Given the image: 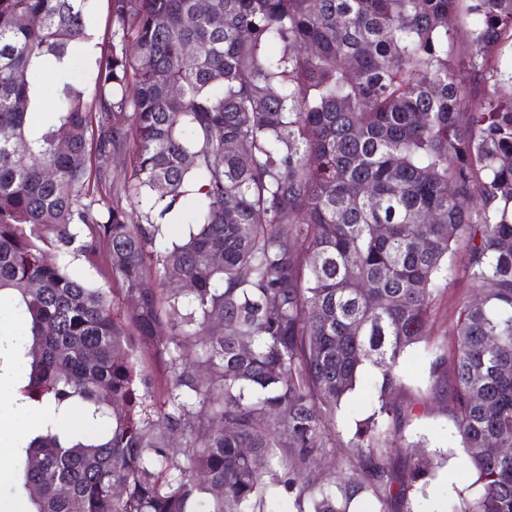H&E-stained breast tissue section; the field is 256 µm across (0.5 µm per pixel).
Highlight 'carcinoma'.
Returning <instances> with one entry per match:
<instances>
[{
    "label": "carcinoma",
    "mask_w": 512,
    "mask_h": 512,
    "mask_svg": "<svg viewBox=\"0 0 512 512\" xmlns=\"http://www.w3.org/2000/svg\"><path fill=\"white\" fill-rule=\"evenodd\" d=\"M93 2L0 0V299L21 327L0 365L54 406L17 453L32 512L403 500L441 452L403 439L414 404L390 396L456 254L479 297L430 378L481 492L448 512H512V457L477 452L512 447V0H109L81 88L65 62ZM367 366L379 408L338 475L315 458ZM69 268L92 287L109 288L107 274L100 261L89 259L83 255H69L66 257Z\"/></svg>",
    "instance_id": "carcinoma-1"
}]
</instances>
